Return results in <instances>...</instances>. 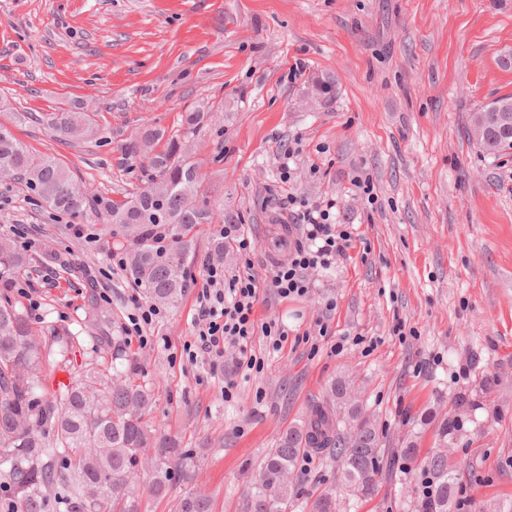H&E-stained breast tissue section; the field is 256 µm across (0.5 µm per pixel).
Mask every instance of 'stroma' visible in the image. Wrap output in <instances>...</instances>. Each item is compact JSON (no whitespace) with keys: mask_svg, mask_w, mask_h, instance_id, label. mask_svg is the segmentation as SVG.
Masks as SVG:
<instances>
[{"mask_svg":"<svg viewBox=\"0 0 512 512\" xmlns=\"http://www.w3.org/2000/svg\"><path fill=\"white\" fill-rule=\"evenodd\" d=\"M0 36V122L99 197L143 186L127 147L145 125L177 130L186 113H212L189 137L191 158L251 242L244 253L229 247L224 268H251L266 286L258 322L288 333L278 351L255 333L261 368L229 377V393L208 357L183 351L195 336L196 287L162 307L151 347L127 344L131 283L109 266L117 245L105 213L56 215L24 185L0 184V234L27 231L33 259L53 254L72 269L29 296L37 274L19 271L0 299L34 329L77 335V361L160 382L149 424L177 440L189 472L166 497L144 495V512H176L189 492L207 496L212 512H244L251 473L280 436L316 405L340 408L338 380L361 394L382 451L412 445L416 456L364 498L310 453L295 467L287 512H308L335 487L340 512H414L410 492L441 445L469 512L512 505V154H485L470 134L474 112L512 95V0H224L219 12L206 0H0ZM321 77L335 84L322 106L310 102ZM61 105L91 108L103 139L66 141L22 119ZM283 148L294 151L285 184ZM365 176L372 203L354 186ZM286 191L334 201L337 223L355 233L349 259L314 271L302 298L268 288L298 235L278 202ZM105 268L108 303L89 297L90 273ZM398 325L408 336L395 335ZM356 336L373 350L353 345ZM445 418L456 427L443 439Z\"/></svg>","mask_w":512,"mask_h":512,"instance_id":"1","label":"stroma"}]
</instances>
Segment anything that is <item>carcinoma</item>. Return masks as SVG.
<instances>
[{
	"label": "carcinoma",
	"mask_w": 512,
	"mask_h": 512,
	"mask_svg": "<svg viewBox=\"0 0 512 512\" xmlns=\"http://www.w3.org/2000/svg\"><path fill=\"white\" fill-rule=\"evenodd\" d=\"M61 139L92 141L103 129L87 112L64 108L35 117ZM208 120L206 112L186 114L182 130L151 125L129 151L147 164V184L108 206L112 236L126 239L125 272L144 294L176 306L186 288L187 264L195 255L194 230L224 223V206L202 188L197 167L187 156L183 134ZM472 136L486 153L512 150V96L500 97L474 113ZM0 174L22 183L51 210L73 217L102 204L91 186L74 177L57 158L30 152L0 125ZM165 236V245L158 244ZM31 258L14 239L0 234V283ZM52 343L10 300H0V483L17 496L16 512H45L59 487L68 491L70 512H142L143 490L168 493L172 475L186 472V458L175 443L156 437L146 417L155 403L156 383L133 382L127 371L78 369L70 384L44 398L36 394L56 370H66L77 336L54 330ZM376 429L353 404L350 421L319 405L303 425L288 429L253 472L247 512H283L292 493L289 475L301 451L328 452L344 483L363 497L377 490L383 472ZM415 512H451L458 470L448 455L428 457ZM177 512H212L210 501L187 494Z\"/></svg>",
	"instance_id": "obj_1"
}]
</instances>
